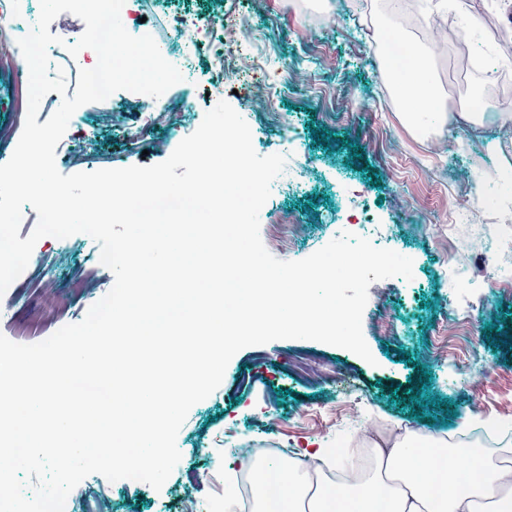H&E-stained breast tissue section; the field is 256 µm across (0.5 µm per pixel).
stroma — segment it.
Instances as JSON below:
<instances>
[{
    "label": "stroma",
    "mask_w": 512,
    "mask_h": 512,
    "mask_svg": "<svg viewBox=\"0 0 512 512\" xmlns=\"http://www.w3.org/2000/svg\"><path fill=\"white\" fill-rule=\"evenodd\" d=\"M133 0L125 25L149 32L182 75L160 97L149 124L127 91L85 104L79 144L57 161L61 174L164 162L194 133L207 111L227 100L247 122L258 155L285 156L283 173L260 211L269 225H294L289 246L270 244L281 260H301L335 238L361 234L351 219L371 214L370 240L410 257L413 278H387L368 289L362 332L373 356L306 339L243 348L220 386L194 405L177 435L181 459L161 490H133L92 474L77 486L79 512H174L189 498L195 512H237L226 482L248 461L224 437L232 426L259 448L308 458L324 448H367L403 428L457 439L460 413L502 420L512 454V250H488L500 227L476 210L488 167L512 162V125L471 130L460 111L482 97L487 77L470 63L483 57L512 77V0H447L446 11L411 21L384 0ZM467 14L479 42L451 35ZM183 17L208 20L215 44L242 49L254 62L249 94L234 70L216 81L207 54L172 43ZM395 30L435 49L432 76L440 92L458 90V109L443 127H408L393 99L392 80L374 59ZM99 244L86 234L45 237L22 288L0 296V334L19 344L41 342L80 322L114 285L98 264ZM392 326L380 335L377 321ZM324 366L306 380L289 372L296 351ZM428 381H421L422 372Z\"/></svg>",
    "instance_id": "35a3bbf8"
}]
</instances>
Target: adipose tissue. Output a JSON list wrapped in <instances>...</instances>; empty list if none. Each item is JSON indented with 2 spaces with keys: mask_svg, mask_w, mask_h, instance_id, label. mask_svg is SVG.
I'll return each mask as SVG.
<instances>
[{
  "mask_svg": "<svg viewBox=\"0 0 512 512\" xmlns=\"http://www.w3.org/2000/svg\"><path fill=\"white\" fill-rule=\"evenodd\" d=\"M397 94L409 114L438 112L431 54L408 36L397 41ZM369 473L344 472L341 483L299 471L277 476L258 512H512V456L473 454L464 470L441 466L448 438L435 431H404L388 447L375 448Z\"/></svg>",
  "mask_w": 512,
  "mask_h": 512,
  "instance_id": "1",
  "label": "adipose tissue"
}]
</instances>
